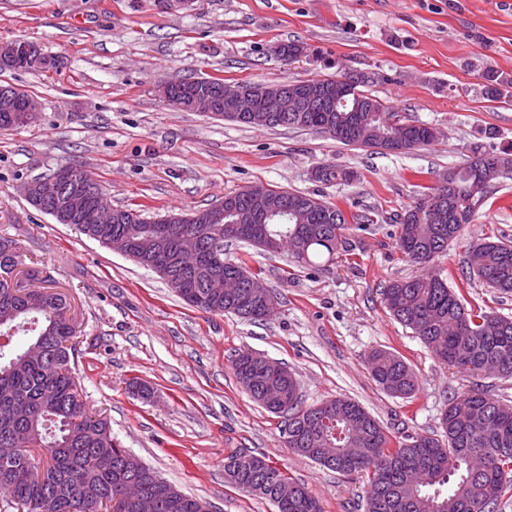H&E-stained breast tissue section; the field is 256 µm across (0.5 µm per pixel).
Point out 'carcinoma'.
Instances as JSON below:
<instances>
[{
    "label": "carcinoma",
    "instance_id": "1",
    "mask_svg": "<svg viewBox=\"0 0 512 512\" xmlns=\"http://www.w3.org/2000/svg\"><path fill=\"white\" fill-rule=\"evenodd\" d=\"M481 78L482 93L492 102L511 100L512 82L488 68ZM376 74L365 75L340 97L334 112H282L270 128L312 130L345 146L389 153V140L404 136L410 149L431 144L436 135L428 126L401 117L366 86ZM367 108L364 123L349 129L355 105ZM500 158L509 170L479 165ZM512 174V155L490 152L475 144L470 160L448 169L440 181L448 193V213L457 210L475 219L487 201L493 183ZM313 177L318 182L350 183L358 173L320 164ZM438 187L426 186L412 204L396 215V244L410 262L426 265L428 255L448 254V245L461 235L459 225L434 224L431 209ZM288 206L266 224L267 234L301 266H320L334 260L344 247L342 231L351 224H373L369 214H346L336 204L312 195L279 190ZM133 218L121 225L103 224L110 236L121 228L139 253L132 259L149 267V260L170 261L171 288L189 305L211 314L232 313L261 321L254 303L237 295L216 298L206 280L184 287L193 270L183 265L172 245L192 233L201 249L226 275L248 273L242 261L224 263V242L197 224H167L164 247L154 224L129 210ZM469 273L486 287L512 295V241L504 237L473 245L468 251ZM23 261L16 243L0 237V335L27 332L31 344L43 348L41 359L0 346V493L23 512H137L135 497H155L158 512H207L205 502L188 497L170 484L156 483L154 470L120 447L108 420L88 411L71 370L78 325L68 313L64 296L47 288H31L39 271L29 269L23 278L14 272ZM385 308L410 328L444 364L472 377H512V319L465 306L459 292L435 273L390 281L382 291ZM373 381L386 394L411 399L418 379L399 355L382 349L366 357ZM237 382L257 403L267 394H293L298 381L285 366L266 371L251 363L244 352L233 359ZM334 406L327 421H315V410L296 402L282 413L283 437L292 452L317 461L318 451L358 448V456L336 458L331 470L344 476L368 479L365 512H496L502 498L512 492V402L501 401L484 385L473 386L454 397L442 414V434H418L395 441L387 429L362 406L350 399L327 400ZM286 473L263 456L238 448L224 458V477L241 491L270 501L277 512H322L318 499L302 484L286 500L277 498V482Z\"/></svg>",
    "mask_w": 512,
    "mask_h": 512
}]
</instances>
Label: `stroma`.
<instances>
[{
  "label": "stroma",
  "mask_w": 512,
  "mask_h": 512,
  "mask_svg": "<svg viewBox=\"0 0 512 512\" xmlns=\"http://www.w3.org/2000/svg\"><path fill=\"white\" fill-rule=\"evenodd\" d=\"M35 44L41 68L0 74L33 97L37 121L0 133V237L66 296L83 334L73 370L90 408L112 434L209 512H275L226 482L224 458L244 448L305 484L323 512H365L367 483L290 451L283 419L236 381L232 359L249 350L283 363L309 407L358 402L396 439L439 429L448 400L473 377L441 364L382 301L388 281L418 274L396 246L395 214L440 173L466 162L473 143L512 153V101H488L480 74L512 76V0H0V42ZM299 41L309 56L285 63L271 50ZM376 73L370 91L394 111L436 128L439 138L379 154L288 127L249 128L186 112L159 90L180 79L277 83L343 72ZM357 171L349 184L312 177L319 164ZM72 164L116 208L145 219L205 209L252 184L320 195L345 212L379 214L351 228L346 249L317 268L287 253L238 244L228 258L278 296L267 320L209 314L179 298L157 273L58 224L21 185ZM512 240V179H499L433 272L457 284L465 305L512 318V296L466 281L470 246ZM375 348L401 355L418 377L413 399L388 396L370 376ZM139 378L152 400L132 394Z\"/></svg>",
  "instance_id": "1"
}]
</instances>
